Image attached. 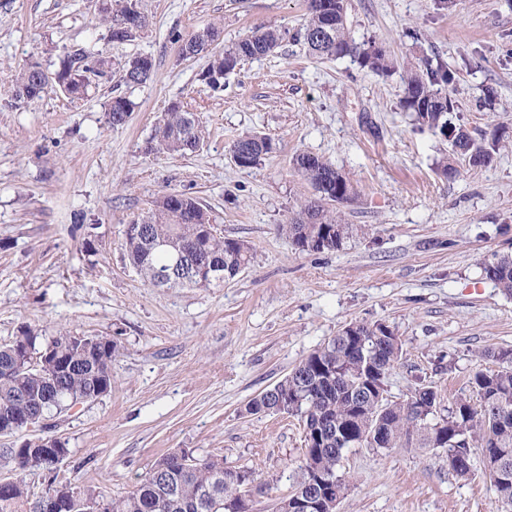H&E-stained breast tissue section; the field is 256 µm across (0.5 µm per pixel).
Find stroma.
<instances>
[{"mask_svg": "<svg viewBox=\"0 0 512 512\" xmlns=\"http://www.w3.org/2000/svg\"><path fill=\"white\" fill-rule=\"evenodd\" d=\"M150 25L136 41L111 43L97 0H0V82L36 61L54 73L77 49L113 64L151 56L154 72L127 89L118 74L85 98L49 85L25 103L0 97V343L40 336H109L112 390L71 409L53 431L69 454L56 475L18 472L0 437V477H23L25 512L52 483L128 492L163 455L186 450L249 467L264 492L250 512H274L295 487L304 427L287 414L247 413L248 402L285 378L344 326L383 323L403 341L388 396L406 399L416 380L442 404L470 393L476 368L497 369L488 349H512V298L481 264L512 253V0H349L348 29L396 62L378 75L356 59H317L284 40L247 59L214 90L200 79L206 57L182 59L179 40L213 24L220 51L257 29L299 30L305 0H139ZM440 58L455 75L449 123L480 140L501 133L483 166L438 162L451 139L421 130L400 105L407 64ZM495 86L494 103L483 91ZM128 94L125 125L105 104ZM180 103L208 130L185 156L148 152L162 112ZM271 137L272 153L241 168L239 136ZM331 161L357 188L342 207L353 235L339 250L297 252L277 225L313 197L292 170L295 154ZM196 198L225 237L247 241L248 266L219 288L144 284L122 247L126 224L166 193ZM349 484L337 512H498L481 471L460 477L442 449H347Z\"/></svg>", "mask_w": 512, "mask_h": 512, "instance_id": "1", "label": "stroma"}]
</instances>
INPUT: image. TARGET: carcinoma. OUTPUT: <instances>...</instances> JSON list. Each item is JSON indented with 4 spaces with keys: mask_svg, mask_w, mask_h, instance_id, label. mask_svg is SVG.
<instances>
[{
    "mask_svg": "<svg viewBox=\"0 0 512 512\" xmlns=\"http://www.w3.org/2000/svg\"><path fill=\"white\" fill-rule=\"evenodd\" d=\"M306 0L307 19L293 39L301 41L309 54L319 59L350 57L376 73L387 74L395 62L372 44H360L347 28V0ZM136 16V32L120 29L126 16ZM100 21L107 28L112 42L133 41L149 26L148 16L139 8L138 0H102ZM288 31L257 30L239 39L222 52L204 51L209 58L206 72L220 78L233 72L241 61L272 53L286 38ZM97 65L112 68V60L101 52L77 50L60 59L55 79L23 67L13 79L10 97L15 101L39 98L50 82L65 85L74 98L86 94L87 72ZM154 63L151 57L138 55L122 66L120 81L133 88L151 78ZM453 76L443 62L424 59L409 67L404 79L402 107L410 112L421 130L437 134L448 125L447 115L456 101L448 93ZM134 103L126 95H116L105 104L108 122L124 125ZM206 131L200 118L177 102L172 103L158 121L149 142L151 151L180 155L200 149ZM501 137L476 143L463 129L456 130L453 140L455 153L473 167L491 161ZM247 152L242 166H257L262 156L272 150L271 140L259 133H249L235 139L231 153ZM294 171L308 182L317 198L302 203L288 222L278 225L294 249L301 252L335 251L349 239L350 225L342 223L337 207L352 203L357 191L351 181L329 160L310 153H298L292 159ZM143 224L151 238L132 231ZM158 239L172 246H157ZM123 247L130 263L143 281L157 286V273L165 269L174 248L186 253L187 262L209 260L224 267L226 278L236 277L249 263L252 247L243 240L224 237L218 225L212 223L208 211L193 197L170 192L158 199L146 215L126 225ZM483 276L512 297V255H494L483 263ZM26 335L50 348L60 361L72 365L61 388L44 409L52 416L77 404L96 399L98 389L112 387V357L117 344L107 340L106 359L95 355L94 336L80 339L74 336H54L41 340L32 330ZM403 354L401 337L390 326L377 323H356L345 326L336 336L312 352L283 380L260 393L247 405L252 414L287 413L301 417L305 427V453L299 465L300 479L294 492L306 493L326 487L336 499L347 493V485L336 473L343 453L355 446L367 448H444L448 469L460 477L474 471L480 460L483 472L494 484L501 512H512V350L489 351L487 356L504 364L499 370L475 371L469 378L472 395L460 396L442 412L441 399L432 385L418 383L403 401L387 397L389 376ZM15 343L0 344V410L15 413L29 410L32 404L16 400L23 390L35 401L45 399L51 383V370L45 366H16ZM186 451H173L157 461L168 470L174 484L171 493L152 471L125 495L109 499L108 512H209L204 507L205 490H211L224 500V512H239L242 483L231 468L218 458H200L188 467L183 462ZM19 488L8 494L0 493V512H20L28 499L23 478H17Z\"/></svg>",
    "mask_w": 512,
    "mask_h": 512,
    "instance_id": "cac0c4a2",
    "label": "carcinoma"
}]
</instances>
